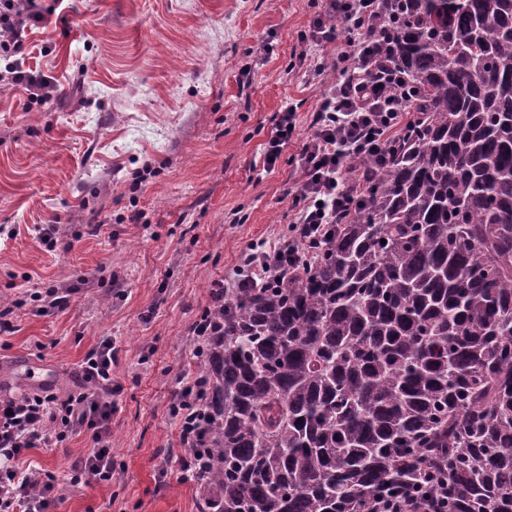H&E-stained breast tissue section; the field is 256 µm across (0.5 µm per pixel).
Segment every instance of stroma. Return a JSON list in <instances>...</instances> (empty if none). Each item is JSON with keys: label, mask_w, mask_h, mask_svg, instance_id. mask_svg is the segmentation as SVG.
Returning <instances> with one entry per match:
<instances>
[{"label": "stroma", "mask_w": 512, "mask_h": 512, "mask_svg": "<svg viewBox=\"0 0 512 512\" xmlns=\"http://www.w3.org/2000/svg\"><path fill=\"white\" fill-rule=\"evenodd\" d=\"M26 65L54 92L29 103L0 84V376L33 392L15 365L46 367L58 395L76 387L103 340L112 368L110 483L72 487L76 435L24 464L54 472L60 512H200L178 481L184 454L169 406L197 371L188 327L241 254L276 243L293 214L298 154L318 86L296 55L311 0H41ZM296 132L273 171L264 144L283 105ZM145 170L140 186L130 174ZM141 212L139 223L131 213ZM56 226L46 250L37 228ZM70 291L47 314L29 296Z\"/></svg>", "instance_id": "obj_1"}]
</instances>
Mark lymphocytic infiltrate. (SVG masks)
Instances as JSON below:
<instances>
[{
	"label": "lymphocytic infiltrate",
	"instance_id": "f902f5d3",
	"mask_svg": "<svg viewBox=\"0 0 512 512\" xmlns=\"http://www.w3.org/2000/svg\"><path fill=\"white\" fill-rule=\"evenodd\" d=\"M380 0H321L318 14L298 40L305 47L298 63L321 88L313 133L299 154L301 179L295 213L288 233L277 244L250 245L228 281L216 283L212 303L238 288H263L292 263L301 260L303 246H315L352 212L351 203L367 172L347 178L349 168L365 158H387L396 136L411 123L413 91L386 65V36L379 17ZM44 19L34 0H0V66L4 81L23 86L32 103L46 101L50 83L26 68L21 56L27 31ZM349 33L338 41L337 26ZM336 44L335 54L324 51ZM340 71L329 80V71ZM296 131L295 109L284 105L265 144L264 167L273 170ZM111 341H103L80 365L78 386L66 396L49 389L16 398L0 399V512H55L61 502L57 478L48 470L20 467L33 448H49L70 435H85L91 450L71 460V485L111 482L115 467L110 446L112 418ZM201 379L182 386L171 405L178 423V440L187 448L177 461L181 482H191L196 458L190 448L200 442L206 425Z\"/></svg>",
	"mask_w": 512,
	"mask_h": 512
}]
</instances>
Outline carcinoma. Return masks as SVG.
I'll return each instance as SVG.
<instances>
[{
  "mask_svg": "<svg viewBox=\"0 0 512 512\" xmlns=\"http://www.w3.org/2000/svg\"><path fill=\"white\" fill-rule=\"evenodd\" d=\"M382 14L415 132L297 270L211 308L201 512H512V0ZM372 510L374 512H438L439 508L432 507L431 504L421 505L417 502L404 498L401 501H377Z\"/></svg>",
  "mask_w": 512,
  "mask_h": 512,
  "instance_id": "1",
  "label": "carcinoma"
}]
</instances>
